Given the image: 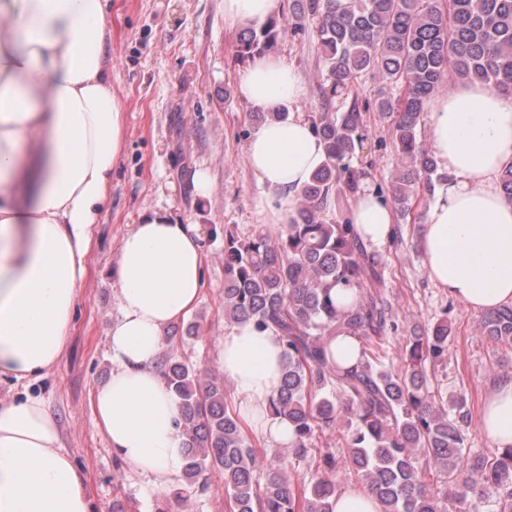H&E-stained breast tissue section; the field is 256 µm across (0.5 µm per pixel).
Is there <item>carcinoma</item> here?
Wrapping results in <instances>:
<instances>
[{"instance_id":"carcinoma-1","label":"carcinoma","mask_w":512,"mask_h":512,"mask_svg":"<svg viewBox=\"0 0 512 512\" xmlns=\"http://www.w3.org/2000/svg\"><path fill=\"white\" fill-rule=\"evenodd\" d=\"M300 2L316 22L327 73L318 110L308 115L327 159L301 189L288 223L243 237L224 231V315L280 336L283 375L270 408L288 419L295 454L307 456L328 428L341 433L348 459L319 452L315 480L296 487L285 467L258 462L222 381L214 377L202 387L185 363L165 357L160 368L179 400L186 483L203 492L200 476L217 468L230 512H333L342 471L382 512H471L478 500L489 512H512V447L492 458L465 456L464 400L438 402L430 389L431 367L448 355V320L413 325L399 353L403 366L385 363L379 349L396 325H388L379 262L348 219L328 217L357 198L367 177L351 165L369 139L359 106L332 111L341 90L364 72L405 86L404 98L384 96L377 110L390 121L396 150L384 202L411 212L417 184L428 190L447 178L417 138L429 99L453 78L512 94V0H348L339 12L332 0ZM284 35L276 21L250 26L239 35L238 56L264 54ZM335 288L352 292L353 303L334 298ZM479 325L484 335L512 344V305L483 312ZM345 335L359 344L354 367H343L331 349ZM434 472L447 478L445 487L426 482Z\"/></svg>"}]
</instances>
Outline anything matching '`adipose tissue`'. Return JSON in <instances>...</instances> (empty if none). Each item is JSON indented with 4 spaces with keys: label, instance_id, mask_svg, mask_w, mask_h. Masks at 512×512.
<instances>
[{
    "label": "adipose tissue",
    "instance_id": "ef3b65f1",
    "mask_svg": "<svg viewBox=\"0 0 512 512\" xmlns=\"http://www.w3.org/2000/svg\"><path fill=\"white\" fill-rule=\"evenodd\" d=\"M108 0H0V512H92L85 479L61 450V427L30 388L57 366L71 332L88 254L112 171L124 150L126 112L112 90ZM283 0H224L230 23L261 25ZM254 108L289 107L248 139L247 162L263 187L259 213L284 224L325 161L298 104L304 86L277 56L250 60L238 82ZM430 142L439 167L423 217L431 281L472 311L512 304V201L498 178L512 164V96L479 83L433 100ZM364 242L386 245L391 209L365 186L351 212ZM200 225L165 208L140 211L119 242L109 327V379L92 406L115 457L161 491L184 465L179 404L158 364L168 327L204 287ZM273 332L242 322L224 333L220 360L234 409L248 430L290 445L286 418L269 411L283 372ZM480 425L512 446V379L493 387Z\"/></svg>",
    "mask_w": 512,
    "mask_h": 512
}]
</instances>
